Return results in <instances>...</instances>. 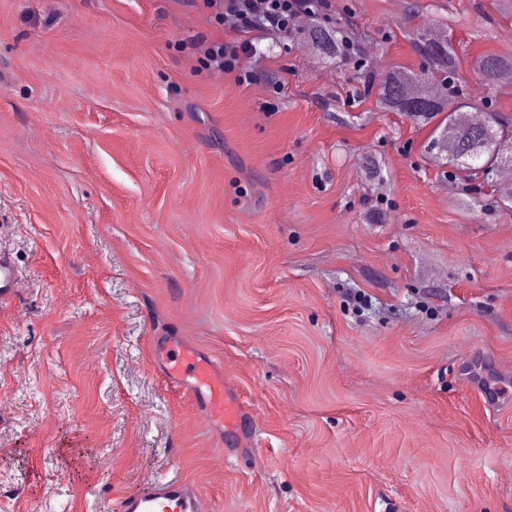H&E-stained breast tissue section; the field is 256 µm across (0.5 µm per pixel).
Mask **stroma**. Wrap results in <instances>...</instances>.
I'll return each mask as SVG.
<instances>
[{
    "label": "stroma",
    "mask_w": 512,
    "mask_h": 512,
    "mask_svg": "<svg viewBox=\"0 0 512 512\" xmlns=\"http://www.w3.org/2000/svg\"><path fill=\"white\" fill-rule=\"evenodd\" d=\"M419 58L392 0H339ZM449 5L460 60L512 18ZM205 0H0V512H108L197 483L214 512H512V209L465 204L429 128L276 43L196 71ZM183 336L251 438L157 361ZM19 288V278L8 258L0 255V300L13 295Z\"/></svg>",
    "instance_id": "35a3bbf8"
}]
</instances>
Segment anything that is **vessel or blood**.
<instances>
[{
  "instance_id": "b4317fda",
  "label": "vessel or blood",
  "mask_w": 512,
  "mask_h": 512,
  "mask_svg": "<svg viewBox=\"0 0 512 512\" xmlns=\"http://www.w3.org/2000/svg\"><path fill=\"white\" fill-rule=\"evenodd\" d=\"M19 278L8 258L0 255V300L13 295ZM164 377L168 385L193 394L206 420L226 428H238L243 407L224 384L223 375L184 337L171 336L164 342ZM113 512H212L200 487L187 480L153 483L142 493L125 497L112 506Z\"/></svg>"
}]
</instances>
